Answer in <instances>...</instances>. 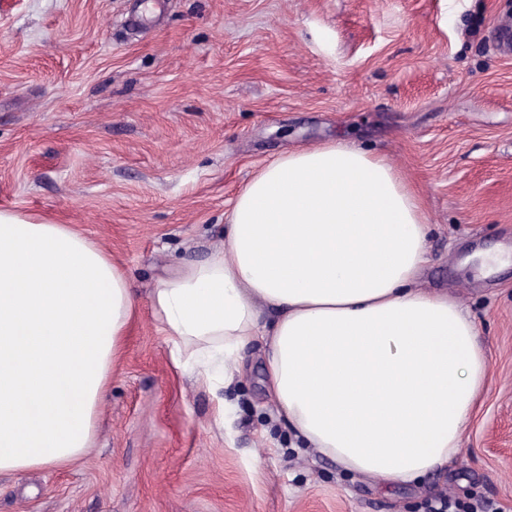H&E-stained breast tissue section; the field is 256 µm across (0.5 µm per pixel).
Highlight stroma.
<instances>
[{"label": "stroma", "mask_w": 512, "mask_h": 512, "mask_svg": "<svg viewBox=\"0 0 512 512\" xmlns=\"http://www.w3.org/2000/svg\"><path fill=\"white\" fill-rule=\"evenodd\" d=\"M0 0V210L69 224L119 260L137 309L91 448L0 474V512H512V0ZM338 139L424 203L421 287L489 357L460 456L384 492L299 447L261 349L212 394L176 368L157 281L224 244L265 165ZM228 408L214 423L219 401Z\"/></svg>", "instance_id": "obj_1"}]
</instances>
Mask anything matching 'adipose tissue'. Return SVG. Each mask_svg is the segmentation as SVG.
I'll use <instances>...</instances> for the list:
<instances>
[{
	"mask_svg": "<svg viewBox=\"0 0 512 512\" xmlns=\"http://www.w3.org/2000/svg\"><path fill=\"white\" fill-rule=\"evenodd\" d=\"M427 237L385 158L341 141L294 151L151 307L176 366L214 392L262 343L265 392L301 445L387 491L460 453L488 373L467 312L418 285ZM134 311L123 268L78 230L0 210V472L89 448Z\"/></svg>",
	"mask_w": 512,
	"mask_h": 512,
	"instance_id": "adipose-tissue-1",
	"label": "adipose tissue"
}]
</instances>
